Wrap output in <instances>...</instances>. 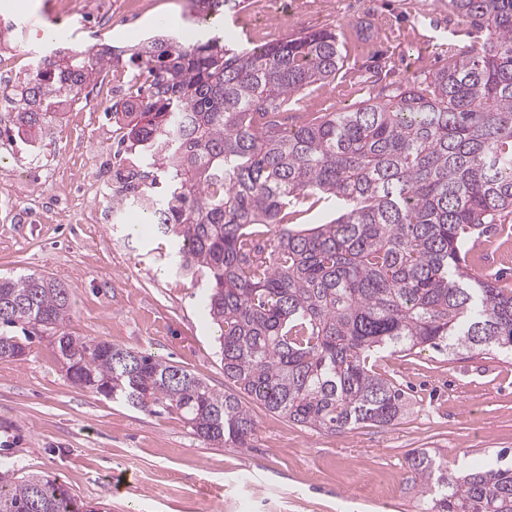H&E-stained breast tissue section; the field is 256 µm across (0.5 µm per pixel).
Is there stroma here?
I'll use <instances>...</instances> for the list:
<instances>
[{
    "mask_svg": "<svg viewBox=\"0 0 512 512\" xmlns=\"http://www.w3.org/2000/svg\"><path fill=\"white\" fill-rule=\"evenodd\" d=\"M58 0H0V15L18 19V34L0 63L33 71L48 55L45 34L67 27ZM261 0H245L251 44L323 30L336 34L342 64L335 79L291 97L292 112H338L421 81L448 60L449 46L486 34L449 12L445 0H278L267 28L253 26ZM144 14L88 19L66 47L137 44L158 23L193 37L199 31L239 37L231 22H198L191 0H142ZM127 63L111 66L58 113L35 140L17 136L13 115L0 112V184L40 188L39 202L0 200V273L35 271L63 283L73 314L66 327L85 340L145 350L224 387L216 329L203 307L206 280L184 273L172 241L156 225H129L141 215L115 213L96 201L97 223L77 200L84 182H111L123 131L93 100L111 97ZM41 163H33L32 142ZM98 162L84 169L81 159ZM476 267L512 282V236L474 246ZM369 366L405 390L408 411L394 424H360L341 434L314 430L253 407L258 422L246 448H215L193 435L176 413L153 416L72 384L51 338L33 337L28 353L0 358V466L36 473L67 486L96 512H419L420 487L407 454L426 448L447 457L449 474L497 467L512 451V359L493 351L449 358L430 349L378 354Z\"/></svg>",
    "mask_w": 512,
    "mask_h": 512,
    "instance_id": "stroma-1",
    "label": "stroma"
}]
</instances>
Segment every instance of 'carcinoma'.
Masks as SVG:
<instances>
[{
    "label": "carcinoma",
    "instance_id": "1",
    "mask_svg": "<svg viewBox=\"0 0 512 512\" xmlns=\"http://www.w3.org/2000/svg\"><path fill=\"white\" fill-rule=\"evenodd\" d=\"M242 0H194L217 19ZM488 32L448 51L419 85L354 109L281 107L336 76V34L254 47L174 34L130 48L152 80L124 103V137L165 184L146 212L179 239L181 269L207 276L204 309L218 328L224 380L146 351L66 332L68 289L43 274L0 277V358L26 354L27 334L53 337L68 379L152 415L180 414L215 447L247 448L255 403L302 426L343 433L389 426L404 392L367 368L381 352H512V286L476 274L469 251L512 222V0H448ZM16 91L17 133L32 134L120 54L62 53ZM311 198L340 215L307 228L286 221ZM421 512H512V469L448 476L427 450L406 457ZM0 512H95L55 480L0 469Z\"/></svg>",
    "mask_w": 512,
    "mask_h": 512
}]
</instances>
